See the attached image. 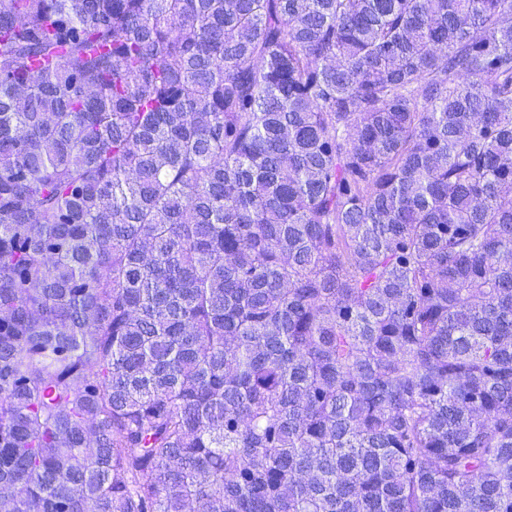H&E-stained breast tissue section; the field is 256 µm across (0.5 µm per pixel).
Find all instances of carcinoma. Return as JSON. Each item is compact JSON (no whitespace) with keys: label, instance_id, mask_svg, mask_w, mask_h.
<instances>
[{"label":"carcinoma","instance_id":"obj_1","mask_svg":"<svg viewBox=\"0 0 512 512\" xmlns=\"http://www.w3.org/2000/svg\"><path fill=\"white\" fill-rule=\"evenodd\" d=\"M0 508L512 512V0H0Z\"/></svg>","mask_w":512,"mask_h":512}]
</instances>
